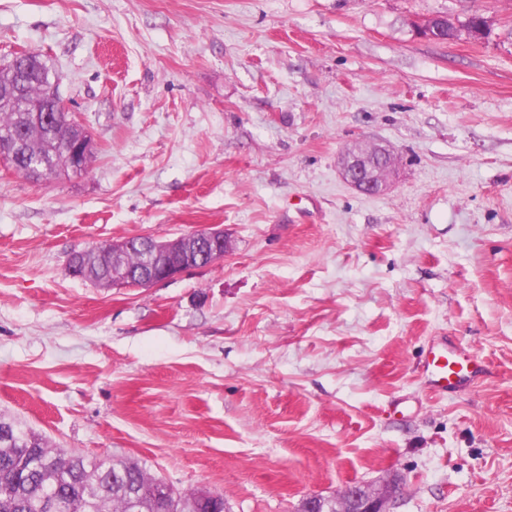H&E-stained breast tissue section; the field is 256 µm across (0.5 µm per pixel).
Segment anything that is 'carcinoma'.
<instances>
[{
    "label": "carcinoma",
    "mask_w": 512,
    "mask_h": 512,
    "mask_svg": "<svg viewBox=\"0 0 512 512\" xmlns=\"http://www.w3.org/2000/svg\"><path fill=\"white\" fill-rule=\"evenodd\" d=\"M16 133L23 139V161L14 170L29 175L34 163L43 165L44 179L69 172L70 160L59 149L60 130L50 124H34L27 113L0 102V137ZM86 263L80 271L86 278L104 280L112 274V253L105 246L84 252ZM125 263L133 273L148 270L145 254L127 253ZM10 432L11 442L0 446V512H44L42 496L52 493L65 500L64 512H88V490H101L119 474L123 481L148 489L144 512H224L211 501H199L189 494L164 500L160 497L163 480L128 459L111 456L87 458L65 448H57L33 428L0 416V430Z\"/></svg>",
    "instance_id": "1"
}]
</instances>
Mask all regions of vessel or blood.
Instances as JSON below:
<instances>
[{"instance_id":"vessel-or-blood-1","label":"vessel or blood","mask_w":512,"mask_h":512,"mask_svg":"<svg viewBox=\"0 0 512 512\" xmlns=\"http://www.w3.org/2000/svg\"><path fill=\"white\" fill-rule=\"evenodd\" d=\"M424 368L435 391L451 394L474 387L488 374L475 356L453 346L445 352L428 351Z\"/></svg>"}]
</instances>
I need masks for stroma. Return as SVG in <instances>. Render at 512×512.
Masks as SVG:
<instances>
[{
  "instance_id": "stroma-1",
  "label": "stroma",
  "mask_w": 512,
  "mask_h": 512,
  "mask_svg": "<svg viewBox=\"0 0 512 512\" xmlns=\"http://www.w3.org/2000/svg\"><path fill=\"white\" fill-rule=\"evenodd\" d=\"M482 13L480 40L415 20ZM41 54L86 174L0 165V415L231 512L405 479L395 512H512V0H0V66ZM386 145L392 187L340 160ZM223 229L148 288L74 252ZM449 339L489 369L431 390ZM388 153L384 151L381 162H377L365 147L349 151L342 163L345 179L361 193H384L389 187L387 173L392 167L384 164Z\"/></svg>"
}]
</instances>
